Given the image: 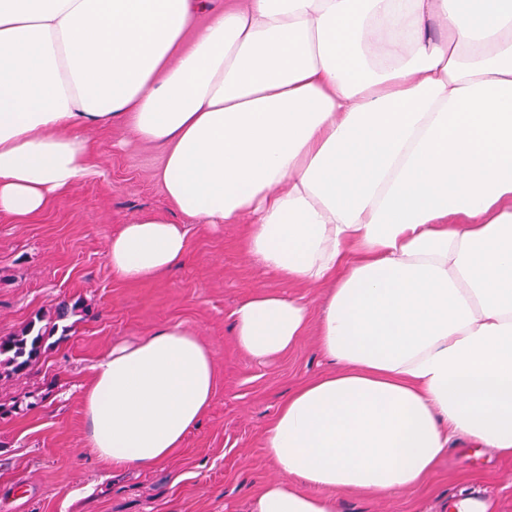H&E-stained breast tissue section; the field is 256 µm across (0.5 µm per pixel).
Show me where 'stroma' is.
<instances>
[{
    "mask_svg": "<svg viewBox=\"0 0 512 512\" xmlns=\"http://www.w3.org/2000/svg\"><path fill=\"white\" fill-rule=\"evenodd\" d=\"M95 173L33 216L0 214V336L29 322L51 328L58 303H78L63 342L49 340L24 376L0 378V512H249L280 473L265 431L280 403L334 370L309 326L285 355L255 359L236 345L231 313L256 291L304 296L319 315L318 289L300 288L249 262L244 224H188L190 254L165 276L115 277L107 243L121 224L154 214L180 220L155 178L163 153L118 129H94ZM165 325L209 349L216 385L210 407L172 456L153 468L115 471L83 453L80 393L112 345ZM478 489L488 512H512V458L461 440L417 487L385 497L337 495V512H448L454 495Z\"/></svg>",
    "mask_w": 512,
    "mask_h": 512,
    "instance_id": "35a3bbf8",
    "label": "stroma"
}]
</instances>
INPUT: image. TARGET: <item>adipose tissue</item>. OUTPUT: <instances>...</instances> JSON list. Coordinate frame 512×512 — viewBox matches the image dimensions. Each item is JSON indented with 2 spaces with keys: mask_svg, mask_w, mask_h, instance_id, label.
<instances>
[{
  "mask_svg": "<svg viewBox=\"0 0 512 512\" xmlns=\"http://www.w3.org/2000/svg\"><path fill=\"white\" fill-rule=\"evenodd\" d=\"M91 127L162 148L186 221L248 225L253 265L324 291L340 369L280 406L281 477L251 512L413 488L463 439L512 456V0H0V213L91 177ZM188 253L183 223L140 217L106 259L139 282ZM308 322L265 291L232 313L257 359ZM214 389L183 328L113 346L81 392L85 449L153 467Z\"/></svg>",
  "mask_w": 512,
  "mask_h": 512,
  "instance_id": "obj_1",
  "label": "adipose tissue"
}]
</instances>
